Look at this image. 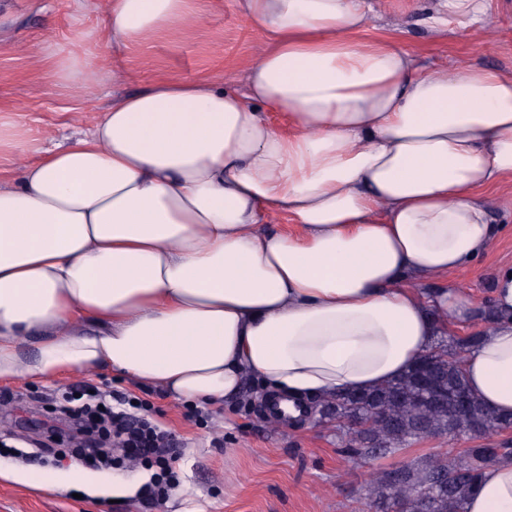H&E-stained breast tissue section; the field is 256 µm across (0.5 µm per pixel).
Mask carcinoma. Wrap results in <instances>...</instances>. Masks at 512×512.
Masks as SVG:
<instances>
[{
	"label": "carcinoma",
	"mask_w": 512,
	"mask_h": 512,
	"mask_svg": "<svg viewBox=\"0 0 512 512\" xmlns=\"http://www.w3.org/2000/svg\"><path fill=\"white\" fill-rule=\"evenodd\" d=\"M480 339L478 334L440 338L399 377L366 392L318 400L312 416L334 424L339 452L353 465L395 457L416 441L473 427L481 428L484 438L508 431L512 416L487 408L470 391L466 405L456 399L458 387L467 386L464 353ZM511 455L485 445L449 448L407 462L397 482L384 471L375 473L367 483V512H464L483 471Z\"/></svg>",
	"instance_id": "carcinoma-1"
}]
</instances>
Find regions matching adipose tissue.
Masks as SVG:
<instances>
[{"label": "adipose tissue", "instance_id": "obj_1", "mask_svg": "<svg viewBox=\"0 0 512 512\" xmlns=\"http://www.w3.org/2000/svg\"><path fill=\"white\" fill-rule=\"evenodd\" d=\"M268 38L234 83L163 80L113 99L85 137L34 145L0 121V381L106 370L177 402L309 404L401 375L479 303L422 280L497 237L484 191L512 178V71L421 73L354 41L372 0H240ZM197 0H111L126 47L197 19ZM491 29L486 0L429 18ZM292 219L296 232L265 230ZM462 368L512 415V265ZM465 512H512V458Z\"/></svg>", "mask_w": 512, "mask_h": 512}]
</instances>
